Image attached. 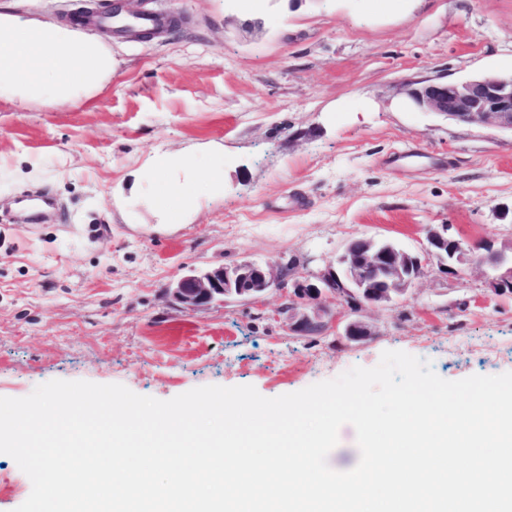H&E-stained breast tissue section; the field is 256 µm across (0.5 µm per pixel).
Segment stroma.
<instances>
[{
    "instance_id": "1",
    "label": "stroma",
    "mask_w": 512,
    "mask_h": 512,
    "mask_svg": "<svg viewBox=\"0 0 512 512\" xmlns=\"http://www.w3.org/2000/svg\"><path fill=\"white\" fill-rule=\"evenodd\" d=\"M87 0H0V11L71 23ZM177 16L148 40L96 26L114 75L75 103L0 99V397L51 380L122 384L168 400L206 385L272 398L399 350L446 380L512 372V293L484 271L428 259L398 301L328 296L354 342L288 330L287 298L196 310L169 287L243 261L315 279L346 242L421 251L429 226L512 251V131L410 107L407 83L512 71V0H127ZM162 155L199 176L224 169L182 224L135 185ZM51 199L25 219L16 200ZM31 481L0 454V512Z\"/></svg>"
}]
</instances>
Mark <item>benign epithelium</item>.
Instances as JSON below:
<instances>
[{"instance_id": "1", "label": "benign epithelium", "mask_w": 512, "mask_h": 512, "mask_svg": "<svg viewBox=\"0 0 512 512\" xmlns=\"http://www.w3.org/2000/svg\"><path fill=\"white\" fill-rule=\"evenodd\" d=\"M417 108L448 120L512 131V73L484 74L463 81L438 78L411 84L406 90ZM381 240L368 237L349 241L336 259V269L315 282L289 280L284 270L244 262L207 271L191 270L170 288L175 300L190 310L230 298H258L277 290L288 298V331L310 336L326 328L322 297L350 298L362 289L364 302L379 306L403 296L422 270V257L434 255L448 273L458 276L468 266L486 267L487 284L495 293L512 287V254L486 249L479 258L448 236V225L428 227L427 247L423 254L407 251H376ZM344 335L361 341L371 335L369 327L354 320L344 327Z\"/></svg>"}]
</instances>
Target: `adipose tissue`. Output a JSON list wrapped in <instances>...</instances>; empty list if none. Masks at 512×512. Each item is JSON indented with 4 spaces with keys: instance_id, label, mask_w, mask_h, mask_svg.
Listing matches in <instances>:
<instances>
[{
    "instance_id": "1",
    "label": "adipose tissue",
    "mask_w": 512,
    "mask_h": 512,
    "mask_svg": "<svg viewBox=\"0 0 512 512\" xmlns=\"http://www.w3.org/2000/svg\"><path fill=\"white\" fill-rule=\"evenodd\" d=\"M111 74L112 56L100 39L79 41L69 26L0 13V96L69 104ZM145 177L152 182L154 208L168 222L182 220L199 197L196 174L175 170L166 158H154Z\"/></svg>"
}]
</instances>
